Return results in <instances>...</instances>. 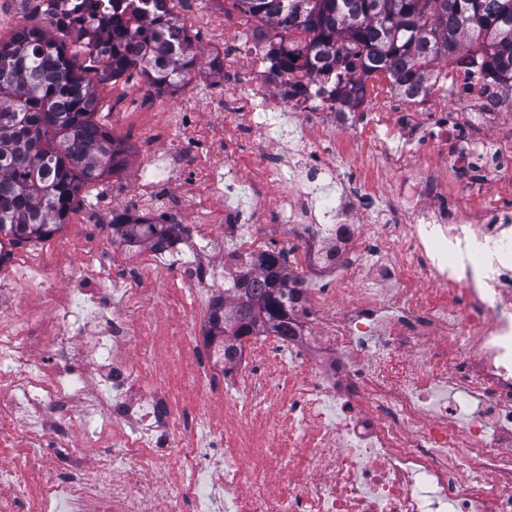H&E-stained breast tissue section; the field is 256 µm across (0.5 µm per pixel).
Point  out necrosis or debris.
Returning <instances> with one entry per match:
<instances>
[{"label": "necrosis or debris", "instance_id": "4bbe7bcc", "mask_svg": "<svg viewBox=\"0 0 512 512\" xmlns=\"http://www.w3.org/2000/svg\"><path fill=\"white\" fill-rule=\"evenodd\" d=\"M176 2L173 48L197 33L224 68L199 72L195 96L173 106L178 137L144 145L125 204L177 212L182 198L163 187L188 168L224 208L207 232L143 251L131 282L91 237L83 285L65 292L40 256L15 258L0 282V443L29 454L76 430L113 453L90 472L72 458L33 492L24 469L1 465L0 512H512V93L482 72L475 45L436 64L405 109L362 74L341 95L333 70L274 79L269 27L228 41L223 0ZM111 13L112 0H0V22L40 15L81 48L93 34L110 41L97 20ZM206 101L233 116L227 136L199 124ZM340 128L368 136L341 183L329 162ZM255 160L264 178L249 205L235 203ZM271 186L270 222L335 284L311 305L329 352L311 353L305 329L250 337L249 358L230 364L218 339L173 349L186 385L217 386L235 411L234 424L208 410L175 431L177 395L144 357L155 344L145 287L171 267L205 306L252 256L255 239L234 231L264 216ZM228 236L223 267L207 265ZM137 331L139 355L127 344ZM279 435L288 445L275 452ZM275 470L284 491L270 487Z\"/></svg>", "mask_w": 512, "mask_h": 512}]
</instances>
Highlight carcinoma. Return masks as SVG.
Wrapping results in <instances>:
<instances>
[{
  "label": "carcinoma",
  "mask_w": 512,
  "mask_h": 512,
  "mask_svg": "<svg viewBox=\"0 0 512 512\" xmlns=\"http://www.w3.org/2000/svg\"><path fill=\"white\" fill-rule=\"evenodd\" d=\"M244 12L276 28L271 61L307 75L325 69L366 75L382 68L403 91H429L426 65L477 42L485 66L512 81V0H240ZM112 44L105 71L120 78L137 70L158 91L185 86L199 49L173 52L167 33L178 19L153 17L149 31L129 29L125 14L105 18ZM292 30L309 34L304 55L288 50ZM93 70L80 67L65 44L45 32L20 29L0 39V243L40 242L65 224L82 187L113 172L124 150L98 107ZM112 234L155 246L172 237L170 224L112 215ZM302 280L281 251L259 253L240 268L224 297L212 301L211 335L224 338L232 361L242 338L261 331L294 336L305 311Z\"/></svg>",
  "instance_id": "obj_1"
}]
</instances>
